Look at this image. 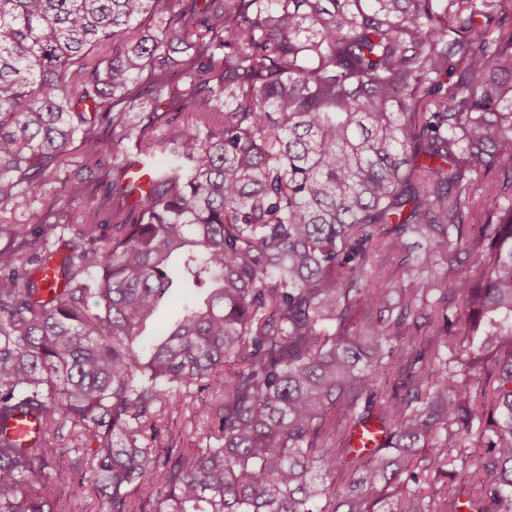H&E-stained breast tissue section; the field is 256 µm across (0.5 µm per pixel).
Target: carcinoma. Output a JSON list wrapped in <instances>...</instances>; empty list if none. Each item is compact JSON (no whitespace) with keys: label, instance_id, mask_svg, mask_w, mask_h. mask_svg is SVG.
Segmentation results:
<instances>
[{"label":"carcinoma","instance_id":"obj_1","mask_svg":"<svg viewBox=\"0 0 512 512\" xmlns=\"http://www.w3.org/2000/svg\"><path fill=\"white\" fill-rule=\"evenodd\" d=\"M503 2L0 0V212L54 185L39 234L0 224V512H65L83 470L104 512H512ZM198 393L205 447L168 442ZM503 177V169L478 171L470 175L474 198L471 206L465 211L467 224H483L487 221V214L481 202V196L489 184L499 179L502 180ZM179 313V301L168 299L162 305L154 320L148 324L146 332L153 336L161 334L174 320H176Z\"/></svg>","mask_w":512,"mask_h":512}]
</instances>
